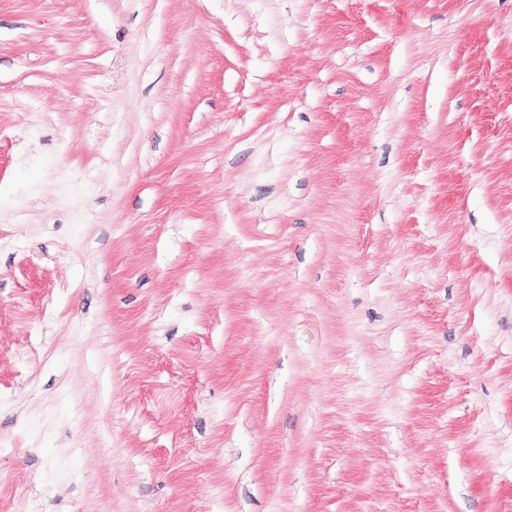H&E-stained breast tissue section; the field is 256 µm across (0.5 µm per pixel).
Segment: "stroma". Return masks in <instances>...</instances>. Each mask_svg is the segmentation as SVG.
Returning a JSON list of instances; mask_svg holds the SVG:
<instances>
[{
	"mask_svg": "<svg viewBox=\"0 0 512 512\" xmlns=\"http://www.w3.org/2000/svg\"><path fill=\"white\" fill-rule=\"evenodd\" d=\"M0 512H512V0H0Z\"/></svg>",
	"mask_w": 512,
	"mask_h": 512,
	"instance_id": "obj_1",
	"label": "stroma"
}]
</instances>
